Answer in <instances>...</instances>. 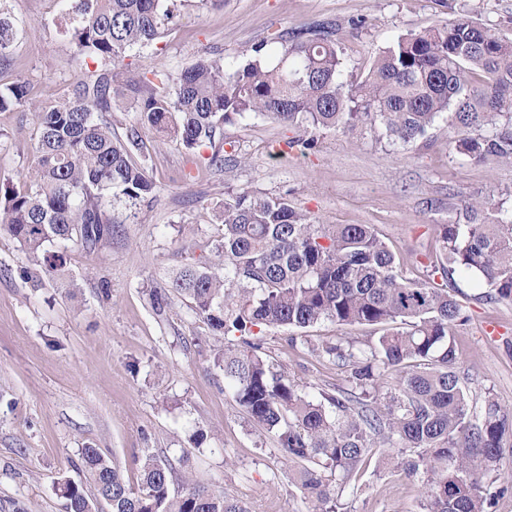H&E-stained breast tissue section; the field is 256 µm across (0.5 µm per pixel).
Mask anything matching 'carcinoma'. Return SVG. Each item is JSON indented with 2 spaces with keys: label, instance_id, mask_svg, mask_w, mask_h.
<instances>
[{
  "label": "carcinoma",
  "instance_id": "carcinoma-1",
  "mask_svg": "<svg viewBox=\"0 0 512 512\" xmlns=\"http://www.w3.org/2000/svg\"><path fill=\"white\" fill-rule=\"evenodd\" d=\"M83 77L67 97L37 104L22 76L0 87V112L31 111L37 163L22 188L0 182V230L15 238L54 277L63 254L55 241L93 247L112 235L111 211L137 208L155 191L134 155L139 127L188 151L213 144L224 125L260 114L302 135L287 142L316 148L311 133L380 126L394 144L424 135L443 115L454 149L475 164L512 161V41L458 16L396 37L362 74L345 71L336 31L319 27L266 44L228 67L201 57L157 91V71L128 70L126 53L152 47L174 20L169 0H57ZM19 37L0 0V65ZM97 65L89 70V63ZM139 94L137 122L120 138L96 114L112 111L120 88ZM223 226L204 261L179 270L172 288L216 338L240 343L214 349L233 403L274 436L317 512H337L336 487L369 466L379 448L398 447L399 475L420 483L423 512H486L509 491L491 477L512 431V413L497 400L471 411L458 371L455 329L468 321L451 293L456 271L512 301V211L491 197L462 206L464 222L437 225L446 264L443 283L410 279L368 224H322L288 199L248 189L224 193L213 207ZM321 321L382 326L360 343L339 337L322 355L345 369L346 385L312 396L284 368L260 354L259 331L305 329ZM398 388L377 398L385 372ZM85 480L56 484L61 512H249L238 500L183 476L152 454L130 485L100 449H81Z\"/></svg>",
  "mask_w": 512,
  "mask_h": 512
}]
</instances>
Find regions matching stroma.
Listing matches in <instances>:
<instances>
[{
  "instance_id": "35a3bbf8",
  "label": "stroma",
  "mask_w": 512,
  "mask_h": 512,
  "mask_svg": "<svg viewBox=\"0 0 512 512\" xmlns=\"http://www.w3.org/2000/svg\"><path fill=\"white\" fill-rule=\"evenodd\" d=\"M9 6L22 33L0 85L22 75L33 98L64 97L77 75L56 8L51 0ZM177 8L167 35L152 49L128 52V63L176 74L210 52L235 65L274 35L318 23L337 29L345 66L356 72L395 36L460 15L512 40V0H224L217 7L177 0ZM32 124V113L0 112V182L21 183L34 167ZM140 135L154 198L133 214L113 209L114 232L96 247L55 244L64 276L34 286L37 266L0 233V512H61L55 483L82 479L88 445L116 460L133 486L149 453L250 512H310L273 436L225 395L205 350L213 342L206 324L176 295L156 313L150 288L208 252L222 232L211 204L240 188L285 197L326 224L372 225L406 277L426 278L441 252L436 227L457 221L465 200L490 195L512 209V163L476 165L454 153L444 118L405 146L367 125L322 130L315 150H291L284 143L295 129L255 114L225 125L222 139L194 154L148 127ZM216 150L224 156L219 169L207 162ZM453 279L469 315L454 339L470 401L480 407L490 395L512 410V301L485 298L461 273ZM489 324L496 335L485 334ZM372 334L368 326L324 321L267 329L262 343L270 361L315 395L344 378L317 347ZM200 429L207 438L198 444L192 436ZM337 496L339 512H421L419 483L378 457Z\"/></svg>"
}]
</instances>
